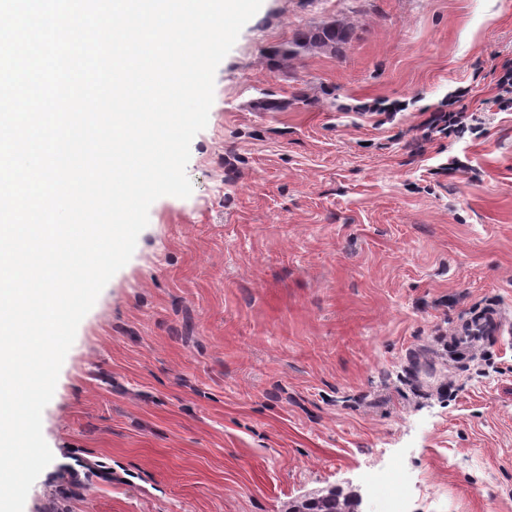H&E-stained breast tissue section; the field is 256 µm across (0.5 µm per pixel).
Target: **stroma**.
<instances>
[{"label":"stroma","instance_id":"obj_1","mask_svg":"<svg viewBox=\"0 0 512 512\" xmlns=\"http://www.w3.org/2000/svg\"><path fill=\"white\" fill-rule=\"evenodd\" d=\"M341 21L338 51L276 55ZM512 61V0H263L215 73L193 191L80 322L24 512H512V112L426 136ZM376 113L362 112V105ZM491 308L503 332L462 336ZM464 113L465 112H457L454 110H448V112L439 110L430 115L425 121V125L428 129H437V131L443 132L448 136L465 133L468 130L470 133L476 132L477 128L467 123L469 118L473 121V114L466 116ZM357 501L336 489L318 491L312 496L288 504L286 512H357Z\"/></svg>","mask_w":512,"mask_h":512}]
</instances>
